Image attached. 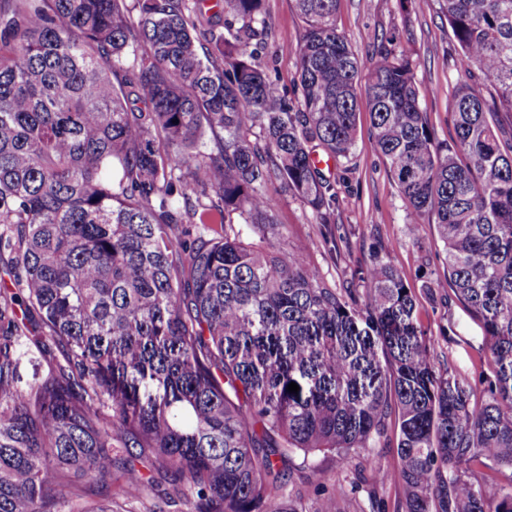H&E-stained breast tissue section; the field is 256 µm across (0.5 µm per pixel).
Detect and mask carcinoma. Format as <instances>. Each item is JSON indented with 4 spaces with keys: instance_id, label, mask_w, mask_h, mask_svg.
I'll return each mask as SVG.
<instances>
[{
    "instance_id": "carcinoma-1",
    "label": "carcinoma",
    "mask_w": 512,
    "mask_h": 512,
    "mask_svg": "<svg viewBox=\"0 0 512 512\" xmlns=\"http://www.w3.org/2000/svg\"><path fill=\"white\" fill-rule=\"evenodd\" d=\"M205 3L0 0V244L21 283L0 292V512H112V480L138 500L157 475L190 512H298L290 454L351 460L392 432L372 480L398 512H512V488L475 478L512 472V0H442L459 70L497 93L456 88L449 142L409 57L354 52L338 0H295L297 106L258 62L265 0ZM362 81L407 223L434 216L444 276L492 338L481 393L436 373L387 256L360 304L306 248H270L274 178L333 224L309 144L349 160ZM35 351L61 360L24 392ZM29 358L30 356L22 357L19 361L16 385L21 390H28L30 385L47 377L52 370L50 363L42 361L41 365L35 366Z\"/></svg>"
}]
</instances>
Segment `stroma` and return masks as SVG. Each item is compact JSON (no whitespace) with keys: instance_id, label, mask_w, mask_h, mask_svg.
Listing matches in <instances>:
<instances>
[{"instance_id":"stroma-1","label":"stroma","mask_w":512,"mask_h":512,"mask_svg":"<svg viewBox=\"0 0 512 512\" xmlns=\"http://www.w3.org/2000/svg\"><path fill=\"white\" fill-rule=\"evenodd\" d=\"M441 0H417L401 7L399 0H339L337 25L361 55L378 46L396 48L414 63L415 80L426 119L438 139L454 134L452 96L458 84L469 82L491 95L480 75L465 76L457 61L461 49L448 26ZM269 36L262 65L275 73L290 100H298L297 53L304 24L294 0H266ZM322 175L335 181L338 192L335 243H326L316 214L298 197L272 181L274 216L284 236L274 247L285 250L309 243V261L341 291L361 289L360 275L372 253L383 250L401 269L416 296L417 325L435 350V370L461 385L483 391L494 380L487 362L492 343L483 322L444 282L445 252L433 218L416 228L406 223V202L392 180L372 135L370 116L361 112L356 148L344 166L315 151ZM293 496L303 512L344 489L346 512H395L399 491L359 479L351 462L334 453L291 456L288 462ZM319 481H311L312 470Z\"/></svg>"}]
</instances>
